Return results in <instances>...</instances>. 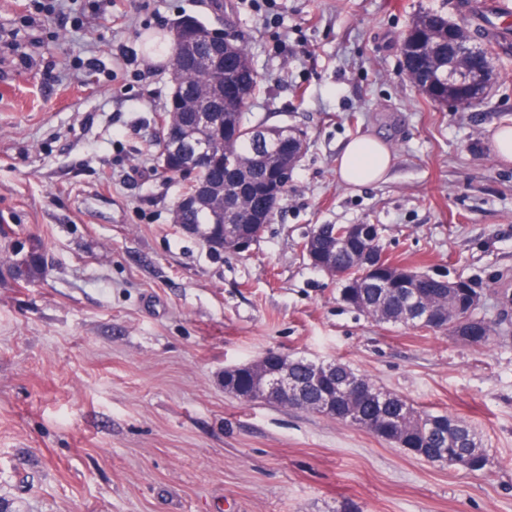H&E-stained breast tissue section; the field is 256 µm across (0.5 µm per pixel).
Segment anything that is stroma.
Here are the masks:
<instances>
[{
    "instance_id": "obj_1",
    "label": "stroma",
    "mask_w": 512,
    "mask_h": 512,
    "mask_svg": "<svg viewBox=\"0 0 512 512\" xmlns=\"http://www.w3.org/2000/svg\"><path fill=\"white\" fill-rule=\"evenodd\" d=\"M0 0V512H512V337L472 346L379 324L338 299L300 244L377 224L405 267L463 277L495 319L512 284V51L466 112L401 67L416 13L481 0ZM196 16L241 35L263 92L249 118L303 133L288 195L251 253L215 254L173 221L162 168L170 89L153 41ZM392 154L382 181L337 172L346 142ZM45 273L16 282L12 239ZM271 348L339 360L475 430L488 462L431 463L315 412L247 403L224 368Z\"/></svg>"
}]
</instances>
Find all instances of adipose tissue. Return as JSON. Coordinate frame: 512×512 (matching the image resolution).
<instances>
[{
  "label": "adipose tissue",
  "mask_w": 512,
  "mask_h": 512,
  "mask_svg": "<svg viewBox=\"0 0 512 512\" xmlns=\"http://www.w3.org/2000/svg\"><path fill=\"white\" fill-rule=\"evenodd\" d=\"M390 163V152L381 142L367 137L354 138L340 154L338 175L347 184H370L385 175Z\"/></svg>",
  "instance_id": "obj_1"
}]
</instances>
